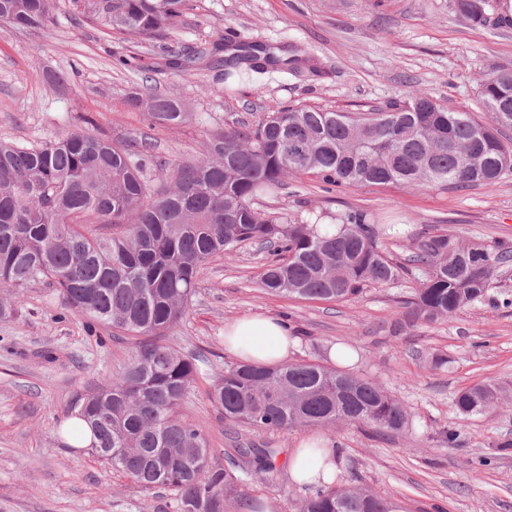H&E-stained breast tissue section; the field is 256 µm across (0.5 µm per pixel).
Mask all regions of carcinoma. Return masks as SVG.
Here are the masks:
<instances>
[{"mask_svg": "<svg viewBox=\"0 0 512 512\" xmlns=\"http://www.w3.org/2000/svg\"><path fill=\"white\" fill-rule=\"evenodd\" d=\"M56 0H0V21L28 31L53 21ZM92 22L143 40L168 35L188 0H72ZM467 19L500 25L498 0H455ZM213 57L200 48L171 54L181 71ZM224 78L242 66L263 74L296 70L293 50L242 42L222 59ZM481 97L491 123L411 95L387 111L353 116L311 108H280L254 125L217 131L201 156L153 177L146 142L114 144L99 133L68 132L37 146L0 141V319L22 302L21 290L46 282L76 314L134 339L112 382L77 392L60 423L68 447H80L89 429L98 457L146 488L163 487L176 512H243L248 479L277 480L279 449L254 443L212 461L203 432L177 414L200 378V355L184 354L160 339L186 317L207 265L246 241L284 258L269 264L259 288L303 299L348 300L369 285L388 286L402 266L382 247L392 226L367 213L338 216L334 232L267 214L253 199L274 191L293 173L323 183L435 184L455 188L490 184L512 170V72L484 81ZM129 102L162 126L189 119L182 103L146 87ZM501 103L506 112L491 111ZM112 232L101 234L97 225ZM512 258V243L426 236L410 262L418 271L405 302L407 326L450 317L487 297L490 282ZM512 400V385L478 383L453 399L464 416L487 413ZM211 401L224 418L258 431L339 425L400 432L409 423L403 402L364 377L314 361L279 366L239 362L215 377ZM298 512H403L391 496L369 488H319Z\"/></svg>", "mask_w": 512, "mask_h": 512, "instance_id": "cac0c4a2", "label": "carcinoma"}]
</instances>
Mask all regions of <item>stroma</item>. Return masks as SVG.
<instances>
[{
	"mask_svg": "<svg viewBox=\"0 0 512 512\" xmlns=\"http://www.w3.org/2000/svg\"><path fill=\"white\" fill-rule=\"evenodd\" d=\"M178 29L144 42L87 21L71 0H57L53 22L23 31L0 22V139L39 145L93 128L120 144L143 140L156 162L199 156L210 131L250 123L277 106L334 112L385 110L415 91L442 107L489 123L480 88L512 70V26L486 27L456 12L454 0H190ZM292 46L300 71L224 78L203 63L176 72L169 55L228 39ZM68 78L57 87L55 74ZM182 99L192 114L176 127L154 125L128 96L142 87ZM257 206L310 224L364 211L404 233L388 252L408 258L422 236L443 229L464 240L512 243V173L463 189L400 183L326 188L316 175L289 176ZM271 251L248 243L205 269L184 322L164 342L202 354L207 376L178 410L205 434L216 457L242 442L278 448L273 485L249 481L255 512H295L304 489L286 472L290 449L307 429L256 432L229 422L208 397L211 376L235 364L224 326L250 312L283 318L299 339L295 360L327 362L330 345L353 353L354 372L399 397L410 414L405 432L340 426L325 436L340 455L338 482L389 493L404 512H512V406L474 417L452 401L462 389L512 382V307L478 302L453 317L392 335L404 318L412 275L373 286L346 301L266 295L257 286ZM130 338L87 324L65 309L55 289L28 288L16 316L0 321V512H175L170 491L147 489L102 462L91 449L67 448L59 422L76 392L110 381L131 351ZM447 354L437 367L433 355ZM454 432L460 443H444ZM509 449H502V442Z\"/></svg>",
	"mask_w": 512,
	"mask_h": 512,
	"instance_id": "1",
	"label": "stroma"
}]
</instances>
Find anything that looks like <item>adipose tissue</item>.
<instances>
[{"instance_id":"adipose-tissue-1","label":"adipose tissue","mask_w":512,"mask_h":512,"mask_svg":"<svg viewBox=\"0 0 512 512\" xmlns=\"http://www.w3.org/2000/svg\"><path fill=\"white\" fill-rule=\"evenodd\" d=\"M297 338L287 323L267 313L245 314L224 327V347L244 361L282 365L291 360ZM338 452L324 438L300 443L289 457V471L300 485L322 486L335 481Z\"/></svg>"}]
</instances>
